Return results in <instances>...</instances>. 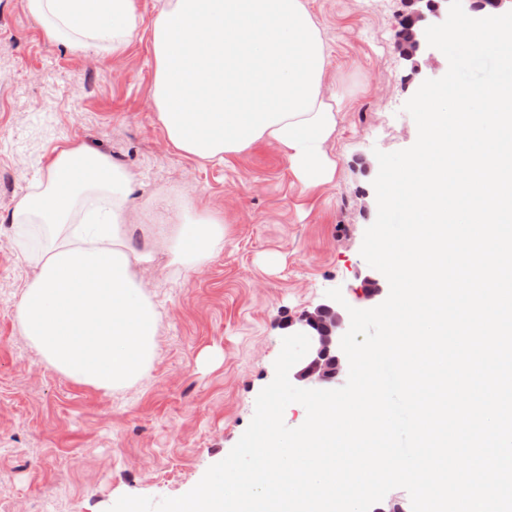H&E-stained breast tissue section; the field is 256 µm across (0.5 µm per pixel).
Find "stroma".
Wrapping results in <instances>:
<instances>
[{"label": "stroma", "mask_w": 512, "mask_h": 512, "mask_svg": "<svg viewBox=\"0 0 512 512\" xmlns=\"http://www.w3.org/2000/svg\"><path fill=\"white\" fill-rule=\"evenodd\" d=\"M329 46L327 91L342 99L335 181L304 192L287 157L258 143L221 164L167 148L149 104L147 33L119 57L89 58L48 40L24 0H0V512H108L124 495L179 497L223 460L274 378L289 320L340 289L372 308L378 277L360 250L377 217L376 151L412 146L404 105L442 77L433 47L404 62L395 46L407 0H309ZM108 152L135 176V204L189 186L224 216V248L203 272L158 257L145 282L159 312L153 364L106 394L57 374L13 318L38 247L11 212L41 157L63 140ZM221 354L215 367L203 352Z\"/></svg>", "instance_id": "35a3bbf8"}]
</instances>
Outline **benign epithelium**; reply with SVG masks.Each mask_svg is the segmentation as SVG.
Instances as JSON below:
<instances>
[{"label":"benign epithelium","instance_id":"1","mask_svg":"<svg viewBox=\"0 0 512 512\" xmlns=\"http://www.w3.org/2000/svg\"><path fill=\"white\" fill-rule=\"evenodd\" d=\"M505 2L507 0H462V6L466 13L481 16L488 9L501 8ZM449 5L450 0H409L410 10L401 19L396 42L402 59L412 63L419 51L428 48L425 30L429 20L445 21ZM348 318L344 306L329 302L303 314L296 323H288L294 327V332L304 333L310 339L308 362L294 374L295 380L318 389L340 379L349 367L340 347L341 338L348 330Z\"/></svg>","mask_w":512,"mask_h":512}]
</instances>
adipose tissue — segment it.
Masks as SVG:
<instances>
[{
    "instance_id": "1",
    "label": "adipose tissue",
    "mask_w": 512,
    "mask_h": 512,
    "mask_svg": "<svg viewBox=\"0 0 512 512\" xmlns=\"http://www.w3.org/2000/svg\"><path fill=\"white\" fill-rule=\"evenodd\" d=\"M44 34L74 51L119 55L138 35L135 0H25ZM150 104L166 144L200 163L258 143L282 151L304 190L330 184L328 145L341 101L326 93L329 47L308 0H162L150 26ZM135 178L111 155L63 141L11 214L43 247L13 317L43 363L109 393L149 369L157 313L142 273L154 259L127 236ZM171 263L202 270L224 246V219L178 194L142 206Z\"/></svg>"
}]
</instances>
